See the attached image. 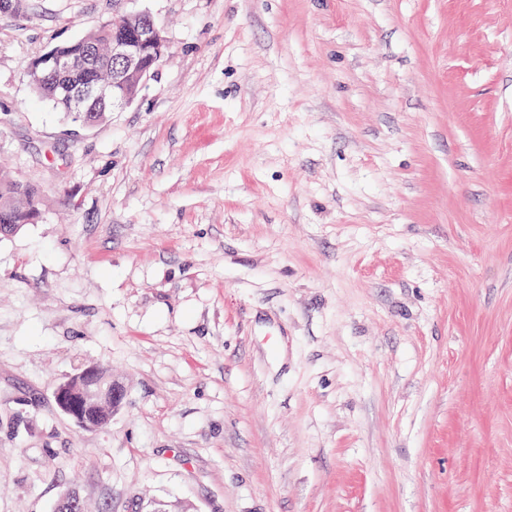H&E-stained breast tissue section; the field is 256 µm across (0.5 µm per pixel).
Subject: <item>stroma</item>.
Masks as SVG:
<instances>
[{
	"label": "stroma",
	"instance_id": "stroma-1",
	"mask_svg": "<svg viewBox=\"0 0 512 512\" xmlns=\"http://www.w3.org/2000/svg\"><path fill=\"white\" fill-rule=\"evenodd\" d=\"M133 10L157 77L92 128L51 47ZM0 512H512V0L0 11ZM125 388L85 430L54 400ZM40 216L39 191L0 168V224H12V234Z\"/></svg>",
	"mask_w": 512,
	"mask_h": 512
}]
</instances>
